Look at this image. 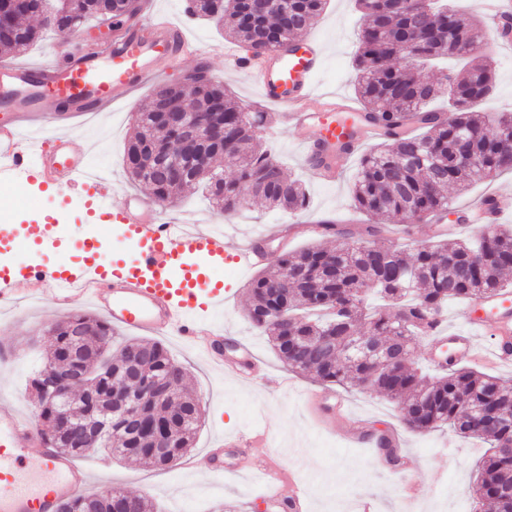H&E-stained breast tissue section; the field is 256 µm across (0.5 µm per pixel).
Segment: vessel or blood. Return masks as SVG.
I'll list each match as a JSON object with an SVG mask.
<instances>
[{
	"label": "vessel or blood",
	"instance_id": "vessel-or-blood-1",
	"mask_svg": "<svg viewBox=\"0 0 512 512\" xmlns=\"http://www.w3.org/2000/svg\"><path fill=\"white\" fill-rule=\"evenodd\" d=\"M188 55L206 59L211 52L190 43L170 17L155 12L106 53L78 49L66 39L57 44L52 62L0 61V182H35L66 200L93 201L96 218L120 225L136 246L130 262L104 263L106 245L93 240L75 265H0V307L16 305L37 284L58 305H90L113 327L180 337L212 367L252 384L265 372L253 349L242 346L239 359L224 361L213 330L203 323L204 315L223 309L224 289L202 281L200 267H220L227 261L244 269L261 266L287 249L298 232L321 235L324 225L284 224L235 245L226 233L208 225L165 216L157 204L137 194H127L121 206H109L104 202L106 183L90 176V155L73 142L72 118L101 116L128 89L157 74L161 65L177 64ZM230 56L235 69L258 86L262 99L287 114L299 132L303 161L320 179L333 182L338 177L331 159L336 143H344L346 155L352 156L383 139L378 124L359 121V108L346 96H323L319 107L311 108L313 82L325 62L324 46L313 34L257 57L236 49ZM511 210L512 193L502 191L493 202L461 208L460 224H494ZM460 224L439 225L437 232L456 234ZM476 307L479 314L469 318L468 329L435 331L433 342L457 360L511 362L512 292L486 293ZM482 332L493 338L484 350L478 342ZM345 440L367 448L399 443L393 432L349 431ZM246 472L260 476L262 497L288 498L296 512H306L307 498L296 474H285L271 462L251 463ZM94 483L107 486L111 480L93 476L76 457L52 445L16 406L0 402V512H60Z\"/></svg>",
	"mask_w": 512,
	"mask_h": 512
}]
</instances>
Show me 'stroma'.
Segmentation results:
<instances>
[{
  "label": "stroma",
  "mask_w": 512,
  "mask_h": 512,
  "mask_svg": "<svg viewBox=\"0 0 512 512\" xmlns=\"http://www.w3.org/2000/svg\"><path fill=\"white\" fill-rule=\"evenodd\" d=\"M358 27L359 13L354 0H329L314 21L311 30L326 49L325 67L315 81L317 94L353 95ZM477 52L493 57L496 62V87L484 102V110L512 112V48H499L497 36L487 33ZM195 67L193 58H185L133 91L124 104L104 113L97 123L75 129L76 146L89 149L93 167L115 186L109 204L121 205L127 192L148 195V188L134 184L124 169V149L135 113L159 85L174 82ZM209 70L246 111L270 114L271 123L264 138L286 176L305 184L308 206L290 214L257 202L251 209L225 217L208 203L200 190L191 189L181 201L168 205V213L211 226L220 225L237 236L275 224H315L336 218L360 227L365 217L355 209L351 195L358 158L346 163L338 181L321 182L300 157L297 131L284 123L276 106L262 102L255 84L221 56L212 59ZM61 208L67 211L68 224L77 226V235L62 240L54 249L35 246L24 252L17 247V240L39 233L45 215ZM118 233L116 227L93 222L80 201L63 203L59 196L34 183L23 191L13 184L0 183V261L10 258L45 265L68 264L79 257L82 238L106 241L116 238ZM261 273L258 267L249 271L208 269L210 280L223 282L225 293L223 310L208 316L206 322L223 327L225 343L241 337L252 345L268 366L264 384L242 385L212 371L190 345L177 337L161 339L171 356L185 367L187 385L203 402L204 423L192 455L217 447L220 438L261 428L266 431L268 442L258 444L246 454L261 462L272 457L283 469L297 471L305 481L309 512H355L363 499L372 500L376 512H475L471 485L484 452L481 442L463 440L448 428L425 434L412 432L404 426L397 404L373 392H348V406L364 432L377 435L398 432L403 466L397 469L385 463L381 449L346 447L341 421L317 419L309 414L301 393L306 389H320V382L289 371L245 317L248 285ZM64 314V309L48 296L19 316L0 311V347L16 354L14 361L0 365V388L14 394L15 404L24 415H33L35 410L29 381L46 363L50 338L45 327ZM284 376L292 380L291 390L278 389L277 382ZM242 454L237 448L225 449L226 472L217 480L187 467L161 470L113 458L108 452H89L81 462L92 470L110 471L114 486L148 497L162 512H217L225 504L240 507L242 512H286L280 503L258 496L256 480L232 473V466ZM405 468L419 475V494L410 501L402 493L401 471Z\"/></svg>",
  "instance_id": "35a3bbf8"
}]
</instances>
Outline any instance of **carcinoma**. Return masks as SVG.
I'll return each instance as SVG.
<instances>
[{"mask_svg": "<svg viewBox=\"0 0 512 512\" xmlns=\"http://www.w3.org/2000/svg\"><path fill=\"white\" fill-rule=\"evenodd\" d=\"M326 0H293L292 14L283 19L270 11L251 25L240 18L241 0H202L188 8L191 15L221 21L229 16L231 35L259 56L301 36L324 10ZM361 13L355 58V92L364 105L363 118L383 127L390 143L372 147L361 158L352 195L368 218L391 215L399 222L445 217L450 202L445 191L459 190L512 172V140L503 130L512 113H491L482 104L495 88L490 58L474 57L481 41L480 22L449 3L437 0H356ZM56 0L53 21L33 7L7 18L15 34H0V48L26 49L38 43L42 31L60 35L90 18L112 17L115 31L134 24L142 0ZM467 57V67L436 80L415 76L427 61ZM169 95L198 122L196 151L185 154L182 138L156 123L157 98ZM448 96V112L428 109ZM269 124L266 112H246L224 89L208 79L203 85L165 84L136 113L124 165L130 178L150 187L156 199L172 202L198 186L226 214L246 208L253 200L290 212L307 205V193L297 179L286 177L259 136ZM469 133L474 147L473 168L467 173L452 164L453 135ZM386 225L365 224L353 233L336 229V246L312 245L284 254L276 268L253 280L248 288V322L266 335L289 370L310 373L323 384L344 390L378 393L396 403L407 429L424 433L445 426L463 437L481 438L489 449L479 463L474 493L477 505L489 512H512V380L482 375L448 359L447 369L431 375L414 358L407 365L386 363L398 348L414 353L416 341L438 328L452 300L474 301L487 291L512 288V229L489 225L468 242L424 245L413 254L384 237ZM115 329L106 319L74 311L50 324L51 348L43 370L30 382L37 419L45 435L52 434L56 409L46 398L42 371L69 367L68 350L81 344L112 346ZM112 372L96 373L89 381L92 396L70 405L72 416L100 418V408L120 388L127 392L133 415L105 418L112 433L100 440L115 456L166 468L193 447L203 419L200 397L183 386L185 368L157 340L125 341L111 359ZM171 388L175 405L140 402L129 389L127 375ZM489 407L509 414L500 421L477 416ZM159 427L170 440V452L158 456L144 431ZM112 497H107V494ZM125 495L111 487L63 505L60 512H111V498Z\"/></svg>", "mask_w": 512, "mask_h": 512, "instance_id": "1", "label": "carcinoma"}]
</instances>
